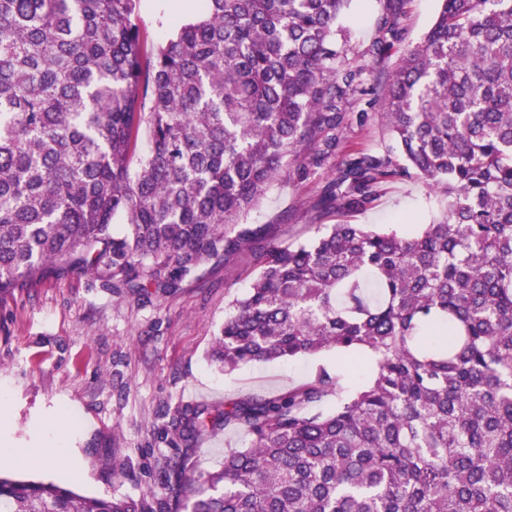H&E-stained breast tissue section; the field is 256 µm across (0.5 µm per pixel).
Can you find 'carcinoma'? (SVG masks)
<instances>
[{
	"mask_svg": "<svg viewBox=\"0 0 512 512\" xmlns=\"http://www.w3.org/2000/svg\"><path fill=\"white\" fill-rule=\"evenodd\" d=\"M438 2L380 82L336 69L351 0H200L150 53L138 0H0V293L54 268L141 299L254 245L213 362L373 360L361 387L320 365L274 396L180 409L161 496L0 474V512H512V0ZM396 39L383 20L375 50ZM368 93L395 149L346 154L321 204L361 211L416 177L438 216L288 246L241 227L273 183L336 157L342 106ZM221 427L250 445L196 473L186 449Z\"/></svg>",
	"mask_w": 512,
	"mask_h": 512,
	"instance_id": "obj_1",
	"label": "carcinoma"
}]
</instances>
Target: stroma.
<instances>
[{
  "mask_svg": "<svg viewBox=\"0 0 512 512\" xmlns=\"http://www.w3.org/2000/svg\"><path fill=\"white\" fill-rule=\"evenodd\" d=\"M199 0H139L136 21L153 47L177 24L198 12ZM402 10L406 41L428 30L437 0H353L343 24L339 65L368 64L389 75L400 44L378 52L374 44L385 17ZM381 100L366 95L345 106V129L336 149L388 148ZM332 167L316 179L276 186L248 222L284 244L311 240L329 224H395L406 233L429 223L437 199L421 180L382 185L373 206L348 215L324 210L321 189ZM257 271L251 248L210 260L179 288L144 303L106 288L94 275L50 273L0 297V392L8 397L7 432L14 448L68 452L56 464L7 468V475L52 481L90 496H132L162 491L170 446V422L191 404L221 405L250 395H273L309 382L317 366L342 374L348 386L366 383L364 363L333 351L308 359L254 362L232 373L212 365L207 353ZM244 430L220 429L190 451L199 472L213 471L228 448L245 446Z\"/></svg>",
  "mask_w": 512,
  "mask_h": 512,
  "instance_id": "obj_1",
  "label": "stroma"
}]
</instances>
